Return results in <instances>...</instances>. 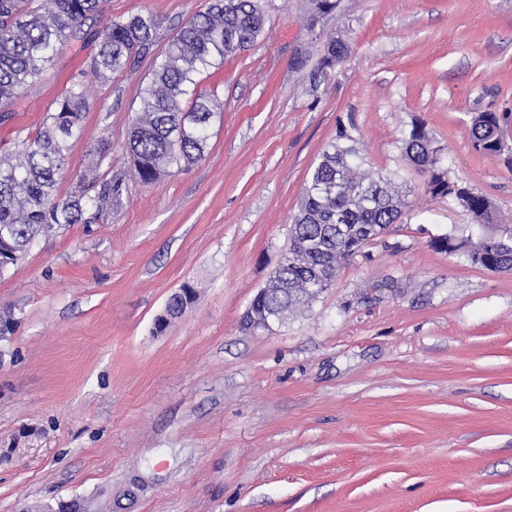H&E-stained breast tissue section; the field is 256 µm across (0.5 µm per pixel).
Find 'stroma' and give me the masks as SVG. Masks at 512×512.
Here are the masks:
<instances>
[{"instance_id":"1","label":"stroma","mask_w":512,"mask_h":512,"mask_svg":"<svg viewBox=\"0 0 512 512\" xmlns=\"http://www.w3.org/2000/svg\"><path fill=\"white\" fill-rule=\"evenodd\" d=\"M207 4L104 0V19L158 18L150 55L103 81L94 41L61 46L0 120L4 156L84 82L57 192L93 162L127 184L0 277V512H512V272L436 250L472 218L427 193L403 145L423 124L512 236V131L496 157L468 137L477 113H512V0H338L316 24L307 0H261L263 39L199 85L222 105L204 158L141 183L125 150L141 88ZM334 33L349 52L312 88L293 60ZM343 131L408 204L309 309L244 329ZM186 283L195 303L156 331Z\"/></svg>"}]
</instances>
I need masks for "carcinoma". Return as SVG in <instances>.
Segmentation results:
<instances>
[{"mask_svg": "<svg viewBox=\"0 0 512 512\" xmlns=\"http://www.w3.org/2000/svg\"><path fill=\"white\" fill-rule=\"evenodd\" d=\"M102 0H0V107L16 103L33 81L49 69L58 47L85 42L87 22L101 16ZM312 23L331 16L336 0H314ZM159 27L151 13L106 23L90 61L99 79L136 65L153 46ZM265 16L259 0H210L194 14L155 60L149 80L140 91V107L131 125L126 151L138 179L152 183L171 169L192 165L205 156L210 128L221 116L219 104L198 91L200 77L224 65V60L253 46L263 36ZM348 42L329 38L312 73L318 86L337 61L347 55ZM87 87L71 85L54 103L42 128L25 138L11 157H0V246L14 260L0 265L6 273L35 237L59 224L88 223L85 214L122 203L125 177L79 181L66 197L57 185L67 161L70 141L82 135ZM506 129L495 112H481L472 120L469 137L475 151L489 157L504 147ZM411 161L429 174L427 191L455 197L474 223L495 222L489 199L448 180L443 159L431 135L414 124L404 137ZM363 158L351 146L333 143L313 164L297 213L290 225L292 240L288 266L275 271L272 286L262 299L274 321L310 307L336 277L342 261L359 250L360 237L373 228L395 223L406 206L405 196L391 177L364 171ZM434 247L450 254L465 252L490 271L512 270V238L480 234L477 239L442 236Z\"/></svg>", "mask_w": 512, "mask_h": 512, "instance_id": "carcinoma-1", "label": "carcinoma"}]
</instances>
